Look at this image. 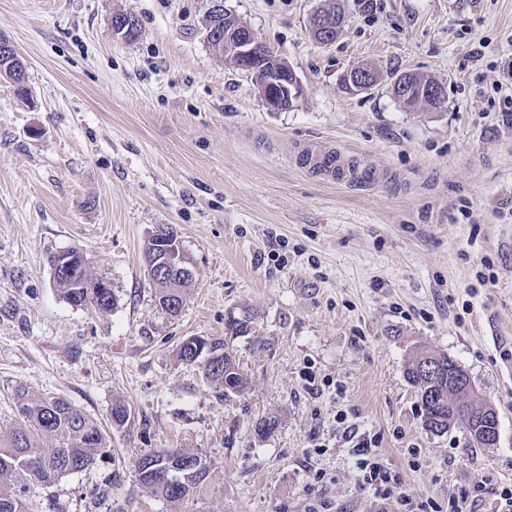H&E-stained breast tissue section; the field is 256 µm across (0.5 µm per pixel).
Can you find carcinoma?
I'll list each match as a JSON object with an SVG mask.
<instances>
[{
    "label": "carcinoma",
    "instance_id": "cac0c4a2",
    "mask_svg": "<svg viewBox=\"0 0 512 512\" xmlns=\"http://www.w3.org/2000/svg\"><path fill=\"white\" fill-rule=\"evenodd\" d=\"M191 286L184 280L177 288L167 282L156 283V298L171 300ZM55 287L63 297L81 306H90L107 313L117 303L115 294L97 288V281L86 279L82 285L68 278H60ZM458 371V363L446 354L422 351L405 365L407 381L417 389L425 429L434 434L448 432V419L467 426L468 444L484 445L483 431L479 430L489 414V404L476 390L466 391L464 385L451 377ZM208 380L225 392H240L248 379L240 370L235 356H224V371L208 375ZM17 421L7 438L0 441V504H10L9 510L0 512H27V505L17 487L30 481L24 471V460L34 459L37 470L50 480L71 474L70 463L83 471L110 455L109 444L103 431L70 401L57 396H44L23 387L15 396ZM156 457V471L144 475L140 485L155 497L168 502L183 501L196 492L203 482L190 486L181 484L173 474L162 478L159 470L165 464L162 451L152 452Z\"/></svg>",
    "mask_w": 512,
    "mask_h": 512
}]
</instances>
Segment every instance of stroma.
I'll list each match as a JSON object with an SVG mask.
<instances>
[{
	"label": "stroma",
	"instance_id": "obj_1",
	"mask_svg": "<svg viewBox=\"0 0 512 512\" xmlns=\"http://www.w3.org/2000/svg\"><path fill=\"white\" fill-rule=\"evenodd\" d=\"M339 2L344 27L322 44L309 20L326 0H224L303 85L277 112L208 44L210 0H0V36L27 64L26 97L0 76V435L22 385L110 443L87 470L27 484L29 512H389L360 484L353 431L377 438L405 495L480 485L475 512H495L512 484V0ZM125 11L131 41L112 33ZM362 64L381 79L350 93L341 77ZM403 72L442 84V107L396 100ZM316 151L373 177L332 178L308 165ZM161 224L195 274L174 317L145 273ZM72 249L111 279L109 313L53 287L49 258ZM245 313L250 335H229ZM191 336L224 340L246 389L223 395L180 362ZM422 349L497 407L496 446L425 430L404 376ZM160 448L208 463L184 501L137 481Z\"/></svg>",
	"mask_w": 512,
	"mask_h": 512
}]
</instances>
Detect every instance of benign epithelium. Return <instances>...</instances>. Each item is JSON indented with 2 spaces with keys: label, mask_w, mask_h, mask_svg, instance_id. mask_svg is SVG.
Returning a JSON list of instances; mask_svg holds the SVG:
<instances>
[{
  "label": "benign epithelium",
  "mask_w": 512,
  "mask_h": 512,
  "mask_svg": "<svg viewBox=\"0 0 512 512\" xmlns=\"http://www.w3.org/2000/svg\"><path fill=\"white\" fill-rule=\"evenodd\" d=\"M213 7L211 15L224 17L223 31L208 28L212 33L209 43H215L224 49L230 57L236 59V65L245 71L261 70L264 79L258 84L261 96L273 110H288L302 95V85L295 72L284 65L280 56L275 53L263 54L259 51L262 42L251 30H242L236 23L235 17L222 8L223 0H211ZM312 20V29L324 41H329L332 32L337 30L335 20L316 12ZM138 28L132 16L112 18V33L123 39L130 40L136 36ZM14 45L6 38L0 37V74H8L9 67L22 63ZM375 76V71L361 65L347 71L342 78L343 85L352 92L365 89ZM154 245L151 252L145 255V272L150 281L167 278L178 274L183 279L193 277L190 261L187 257L177 232L173 227L160 225L151 233ZM194 355V361H202L204 372L218 367L215 363L217 356L212 351V339L208 337H190L182 342ZM170 469L174 471L196 472L194 460L184 453L174 452L170 458Z\"/></svg>",
  "instance_id": "benign-epithelium-1"
}]
</instances>
